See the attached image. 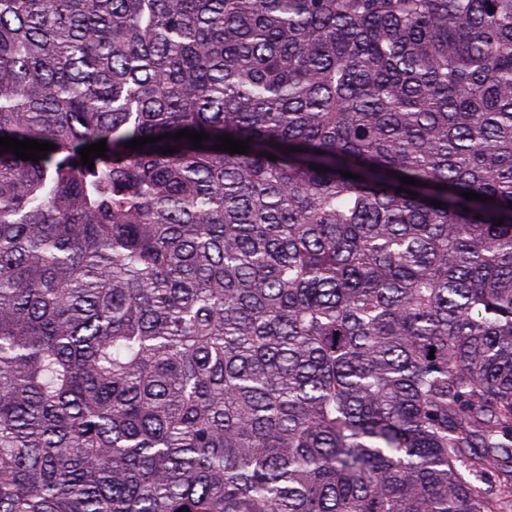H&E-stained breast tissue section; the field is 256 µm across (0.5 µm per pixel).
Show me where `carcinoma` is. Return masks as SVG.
Listing matches in <instances>:
<instances>
[{
    "label": "carcinoma",
    "mask_w": 512,
    "mask_h": 512,
    "mask_svg": "<svg viewBox=\"0 0 512 512\" xmlns=\"http://www.w3.org/2000/svg\"><path fill=\"white\" fill-rule=\"evenodd\" d=\"M0 136V512H512V0H0Z\"/></svg>",
    "instance_id": "1"
}]
</instances>
